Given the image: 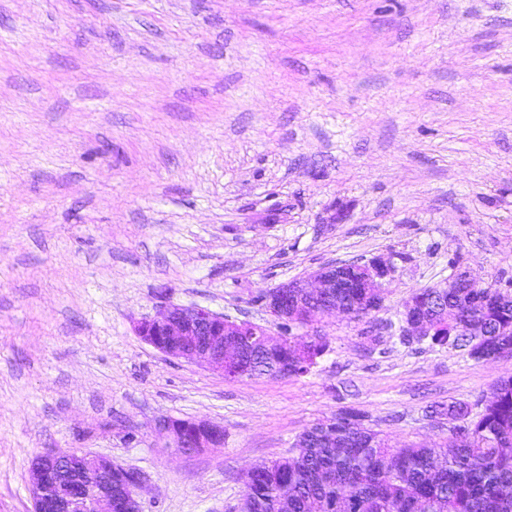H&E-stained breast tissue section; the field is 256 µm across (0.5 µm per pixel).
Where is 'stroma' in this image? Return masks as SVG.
Segmentation results:
<instances>
[{"label": "stroma", "mask_w": 512, "mask_h": 512, "mask_svg": "<svg viewBox=\"0 0 512 512\" xmlns=\"http://www.w3.org/2000/svg\"><path fill=\"white\" fill-rule=\"evenodd\" d=\"M377 256L381 308L319 321L304 377L229 380L133 329L262 323L270 289ZM457 271L512 283V0H0V512H30L49 448L145 471L142 512H239L245 473L341 409L449 438L429 407L512 375L401 341ZM165 418L224 444L158 447Z\"/></svg>", "instance_id": "35a3bbf8"}]
</instances>
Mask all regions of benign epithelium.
Masks as SVG:
<instances>
[{"mask_svg":"<svg viewBox=\"0 0 512 512\" xmlns=\"http://www.w3.org/2000/svg\"><path fill=\"white\" fill-rule=\"evenodd\" d=\"M363 273L355 287L368 288L370 305L359 312L344 311L328 303L341 287L339 265L331 264L313 272L307 279L282 284L261 299L265 312L279 325L306 328V342L321 339L322 332L312 322L314 315L323 318L356 314L379 309L383 302L385 282L395 272L392 262L373 258L361 264ZM442 288H477L476 279L458 273L440 284ZM401 335H431L430 315L405 303L401 312ZM143 341L161 353L184 358L225 377L237 378L236 363L243 352L252 348H270L279 344L267 326L251 320H235L201 307H167L153 318L134 325ZM164 447L183 454L187 448H211L224 444V429L206 422H192V428L164 419L154 428ZM133 476L127 486L124 512H141L140 493L148 485V476L138 468L116 464L104 456L88 455L78 449H47L38 454L31 466L29 490L32 512H115L112 503V472Z\"/></svg>","mask_w":512,"mask_h":512,"instance_id":"benign-epithelium-1","label":"benign epithelium"}]
</instances>
